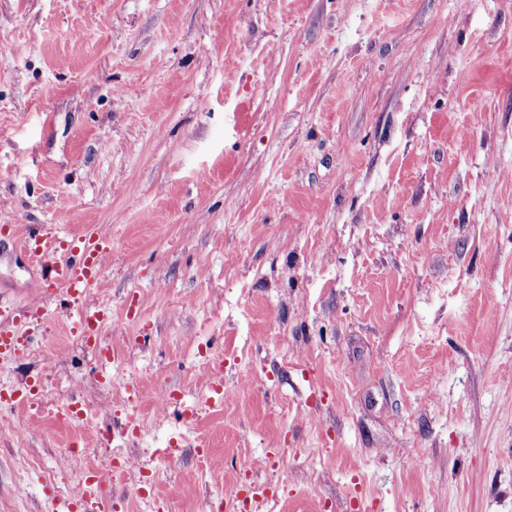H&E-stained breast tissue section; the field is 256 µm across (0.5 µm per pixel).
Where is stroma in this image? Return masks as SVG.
<instances>
[{"label": "stroma", "mask_w": 512, "mask_h": 512, "mask_svg": "<svg viewBox=\"0 0 512 512\" xmlns=\"http://www.w3.org/2000/svg\"><path fill=\"white\" fill-rule=\"evenodd\" d=\"M89 224L108 360L27 242ZM0 302L19 512H512V0H0ZM23 337L19 332L18 317L10 307L0 305V355L16 356Z\"/></svg>", "instance_id": "35a3bbf8"}]
</instances>
